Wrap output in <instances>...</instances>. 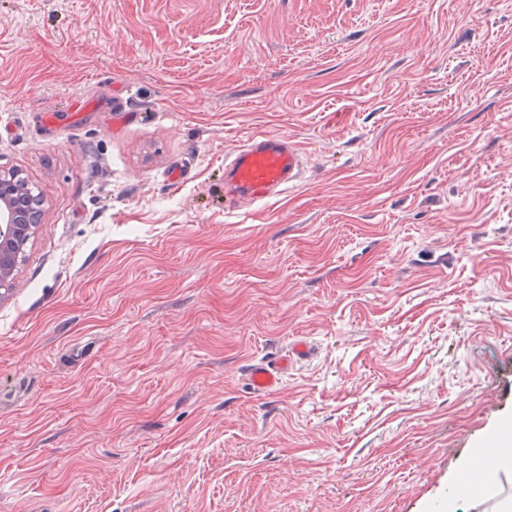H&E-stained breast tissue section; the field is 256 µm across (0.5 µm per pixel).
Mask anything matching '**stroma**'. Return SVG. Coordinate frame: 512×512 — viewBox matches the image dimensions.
<instances>
[{"label":"stroma","mask_w":512,"mask_h":512,"mask_svg":"<svg viewBox=\"0 0 512 512\" xmlns=\"http://www.w3.org/2000/svg\"><path fill=\"white\" fill-rule=\"evenodd\" d=\"M12 170L0 512H428L512 416V0H0ZM301 176L302 152L293 140L280 134L253 135L224 161V203L252 207ZM42 199L43 193H36L19 173L0 174V299L14 288L18 268L42 223ZM308 346L297 342L290 349V354L276 353L272 357L251 362L246 369V381L254 394H267L278 390L288 373V357H300L306 353Z\"/></svg>","instance_id":"1"}]
</instances>
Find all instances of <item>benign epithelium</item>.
Segmentation results:
<instances>
[{"label": "benign epithelium", "instance_id": "benign-epithelium-1", "mask_svg": "<svg viewBox=\"0 0 512 512\" xmlns=\"http://www.w3.org/2000/svg\"><path fill=\"white\" fill-rule=\"evenodd\" d=\"M43 196L17 172L0 174V299L14 288L18 268L42 223Z\"/></svg>", "mask_w": 512, "mask_h": 512}]
</instances>
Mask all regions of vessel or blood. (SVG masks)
<instances>
[{
	"instance_id": "vessel-or-blood-1",
	"label": "vessel or blood",
	"mask_w": 512,
	"mask_h": 512,
	"mask_svg": "<svg viewBox=\"0 0 512 512\" xmlns=\"http://www.w3.org/2000/svg\"><path fill=\"white\" fill-rule=\"evenodd\" d=\"M302 176V152L290 138L272 133L251 136L224 162V202L251 207L297 183ZM308 350L306 343L293 345L289 354L251 362L246 381L252 393L278 390L288 372L289 357Z\"/></svg>"
}]
</instances>
